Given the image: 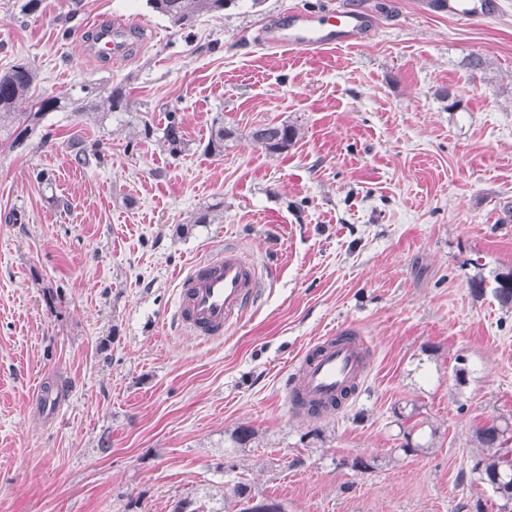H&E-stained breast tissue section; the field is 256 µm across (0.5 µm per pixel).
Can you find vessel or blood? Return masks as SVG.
Masks as SVG:
<instances>
[{
	"label": "vessel or blood",
	"mask_w": 512,
	"mask_h": 512,
	"mask_svg": "<svg viewBox=\"0 0 512 512\" xmlns=\"http://www.w3.org/2000/svg\"><path fill=\"white\" fill-rule=\"evenodd\" d=\"M437 9L456 19L490 16L499 0H438ZM368 18L355 8L328 9L318 14L289 12L267 32L270 45L310 52L353 45L365 34ZM259 286L255 266L237 248L228 247L196 265L180 282L175 319L181 331L206 344L224 332L254 300ZM367 364V347L357 326L339 337L325 336L308 348L289 383L293 401L330 405L348 388L359 385Z\"/></svg>",
	"instance_id": "1"
}]
</instances>
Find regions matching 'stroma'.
<instances>
[{"instance_id":"35a3bbf8","label":"stroma","mask_w":512,"mask_h":512,"mask_svg":"<svg viewBox=\"0 0 512 512\" xmlns=\"http://www.w3.org/2000/svg\"><path fill=\"white\" fill-rule=\"evenodd\" d=\"M355 3L373 18L355 45L296 54L262 38L288 12ZM501 3L458 20L422 0H238L181 31L145 0H43L29 15L0 0V71L30 62L32 100L122 83L134 113H175L187 142L171 155L71 107L21 146L0 135V512H172L181 498L224 512L240 480L285 512H497L471 467L477 429L512 424V306L493 293L512 269ZM102 24L136 31L127 54L97 55ZM217 119L236 135L212 157ZM283 121L299 129L288 152L253 142ZM75 138L99 142L104 164L75 168ZM214 204L218 219L196 223ZM227 246L263 287L203 345L173 323L178 284ZM345 324L368 371L340 408L309 415L288 377ZM405 405L424 446L407 457ZM242 426L254 437L236 452ZM358 455L374 469L353 471Z\"/></svg>"}]
</instances>
